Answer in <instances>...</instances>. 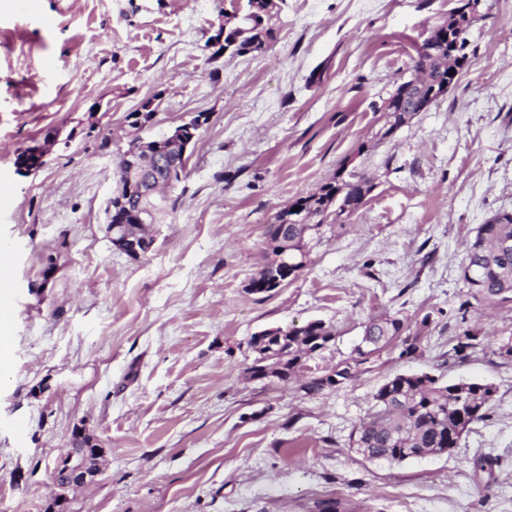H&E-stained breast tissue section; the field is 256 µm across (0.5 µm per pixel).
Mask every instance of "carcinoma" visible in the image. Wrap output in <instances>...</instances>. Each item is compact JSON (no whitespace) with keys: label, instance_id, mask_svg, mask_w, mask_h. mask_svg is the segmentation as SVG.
<instances>
[{"label":"carcinoma","instance_id":"carcinoma-1","mask_svg":"<svg viewBox=\"0 0 512 512\" xmlns=\"http://www.w3.org/2000/svg\"><path fill=\"white\" fill-rule=\"evenodd\" d=\"M458 11L460 24L454 40L441 39L444 25L440 24L429 36L431 42L416 49L411 58L413 73L429 60L424 54L428 47L439 54L430 64V77L434 83L448 82V71L462 67L467 56L466 32L473 19L472 4ZM275 9L272 0H246L244 8L233 7L224 11V31L227 39L236 42L232 52L237 54L263 52L271 36L265 20ZM121 170L115 197L112 198V225L127 224L130 231L149 236V230L133 221L138 211L139 195L136 186H128L125 178L126 161L119 159ZM363 177L346 172V165L317 191L292 202L281 215L288 217L286 224L273 223L267 232V250L280 255L283 240L288 236V258H300L307 251L308 239L320 233L324 224H342L357 206ZM300 210H294V207ZM269 268H264L251 279L247 290L265 294L275 286L268 279ZM461 280L467 295L479 304L512 301V213H497L476 228L460 266ZM405 330L403 319L379 317L364 326L365 335L356 346L358 358L349 363L314 372L303 384L307 393L319 392L344 384L354 377V367L361 358L370 356L390 344ZM331 326L315 320L301 326H287L280 334H255L248 347L255 354L252 369L255 378L277 379L286 382L302 372L313 356L326 349L334 339ZM496 390L481 382L441 383L428 373H400L387 379L373 395V411L366 421L351 435L354 448H369L375 457L391 461H404L426 451L430 454L450 453L458 447L463 431L471 424L484 420L491 410Z\"/></svg>","mask_w":512,"mask_h":512}]
</instances>
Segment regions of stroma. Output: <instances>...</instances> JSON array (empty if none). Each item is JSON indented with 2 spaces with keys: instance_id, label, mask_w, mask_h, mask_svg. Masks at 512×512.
<instances>
[{
  "instance_id": "stroma-1",
  "label": "stroma",
  "mask_w": 512,
  "mask_h": 512,
  "mask_svg": "<svg viewBox=\"0 0 512 512\" xmlns=\"http://www.w3.org/2000/svg\"><path fill=\"white\" fill-rule=\"evenodd\" d=\"M276 2L267 50L232 56L211 44L230 0H0V512H50L78 426L102 454L62 492L70 512H512V302L467 304L460 279L477 226L512 213V5L480 0L448 93L381 141L417 45L466 0ZM200 112L175 208L131 259L107 231L117 153ZM51 130L46 165L14 174ZM342 165L372 193L323 226L301 273L248 293L268 224ZM385 314L429 317L419 353L394 339L315 394L247 376L265 328L330 324L310 361L329 369ZM407 372L492 384L489 416L451 453L367 460L350 435Z\"/></svg>"
}]
</instances>
